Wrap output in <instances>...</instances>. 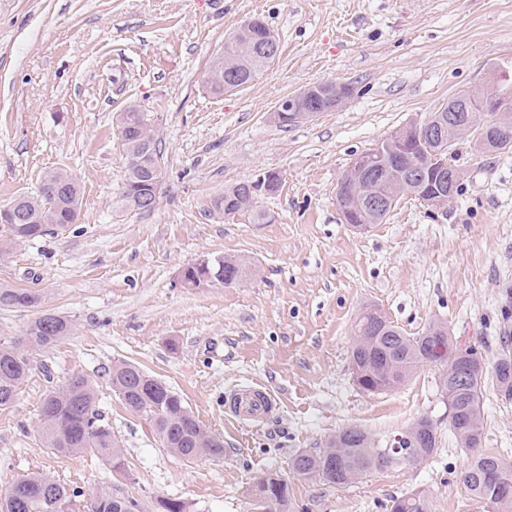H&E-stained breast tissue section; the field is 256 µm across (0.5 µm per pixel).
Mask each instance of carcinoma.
I'll use <instances>...</instances> for the list:
<instances>
[{"instance_id":"cac0c4a2","label":"carcinoma","mask_w":512,"mask_h":512,"mask_svg":"<svg viewBox=\"0 0 512 512\" xmlns=\"http://www.w3.org/2000/svg\"><path fill=\"white\" fill-rule=\"evenodd\" d=\"M268 28L260 18L253 19L254 37L237 30L224 42L223 57L213 60L207 79L209 92L222 96L254 81L277 53H262L254 44ZM512 94V85L495 80L481 88L466 89L458 98L473 101L472 110L479 115L494 111L501 104V95ZM125 127L130 145L145 140L153 149L152 161L163 158L161 142L148 113L130 106L117 117ZM412 156L395 160L390 171L375 183L378 194L390 197L401 182L415 180L416 165L434 148L431 142L414 141ZM240 182L224 190V205L235 214L246 210L240 204ZM81 206L78 182L64 170L47 174L35 195H21L6 208H17L26 213L24 224L0 223V252L8 253L13 246L45 236L55 229H66L76 223ZM38 292L29 289L0 287V306L31 307L39 304ZM382 314L371 309L365 320L368 336L375 339L369 346L354 337L350 360L358 365L361 375L356 384L366 392L396 389L423 363L451 362L461 368L462 378L440 380L442 391L449 399L448 426L459 447L470 460L462 472L461 481L475 500L492 507V512H512V459L478 450L483 435V388L492 379L507 400L512 398V357L503 355L493 364L484 361L476 349L453 347L448 328L438 323L439 331L430 338L423 334L407 336L398 327L382 324ZM72 332L71 321L55 312L45 311L36 317L24 334L10 340H0V409L10 407L18 387L32 370L31 354L39 348L65 338ZM148 374L139 367L121 361L112 366L110 386L117 396H126L124 406L145 418L165 448L178 457L192 461L203 456H216L224 452V443L209 433L197 421L179 394L169 387H152L144 382ZM98 393L92 380L80 373L69 377L65 384L47 391L40 403L37 432L44 447L62 455L92 453L104 460L113 471L127 476L123 449L109 424L100 418L97 410ZM410 439L398 448H385L378 452L369 434L349 439L337 433L324 450H299L291 457L289 470L304 481H320L344 488L362 479L373 469H385L400 464L421 461L432 455L437 445V430L427 417L411 424ZM17 495L0 498V512H74L76 498L82 492L68 487L43 472H32L15 481ZM254 488L271 493L277 500L275 512H289L292 497L288 480L278 475L266 477ZM137 501L132 497H118L106 490L95 493L90 512H134ZM390 512H431V503L422 493H411L392 500Z\"/></svg>"}]
</instances>
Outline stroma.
I'll use <instances>...</instances> for the list:
<instances>
[{
  "label": "stroma",
  "instance_id": "1",
  "mask_svg": "<svg viewBox=\"0 0 512 512\" xmlns=\"http://www.w3.org/2000/svg\"><path fill=\"white\" fill-rule=\"evenodd\" d=\"M254 16L281 50L253 82L209 93L211 60ZM512 67V0H0V206L35 193L50 171L80 184L75 224L0 257V286L39 291L41 308L0 307V339L21 336L39 309L67 316L71 336L35 352L11 407L0 410V495L39 471L80 488L75 512L100 489L159 512H256L254 483L287 478L295 512H389L420 492L432 512H487L466 492L468 459L448 429L441 365L399 388L358 389L350 351L367 307L410 336L436 321L487 360L512 330V149L480 152L464 137L450 162L460 191L434 210L404 197L365 232L344 224L336 186L355 154L423 121L492 68ZM352 92L335 110L282 127L272 114L304 87ZM135 105L156 121L163 180L152 210L120 209L128 158L116 118ZM267 170L279 192L225 215L226 187ZM251 264L246 280L185 288L203 256ZM134 363L188 403L224 453L188 462L109 387L113 364ZM89 376L119 440L128 477L93 454L61 456L36 433L43 395ZM252 385L277 409L258 420L224 411V394ZM426 416V459L338 488L291 475L296 450L323 449L345 427L378 447ZM481 448L512 457V400L483 390Z\"/></svg>",
  "mask_w": 512,
  "mask_h": 512
}]
</instances>
